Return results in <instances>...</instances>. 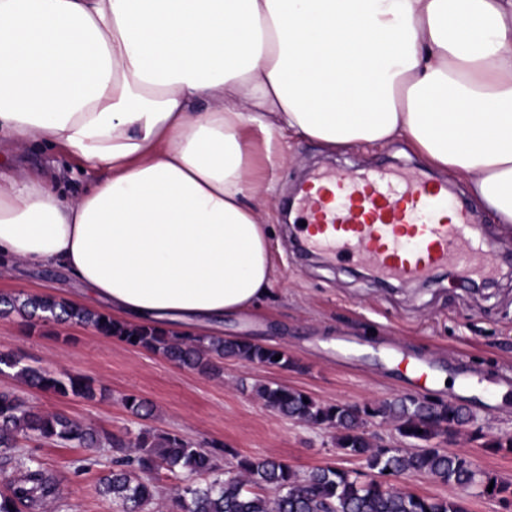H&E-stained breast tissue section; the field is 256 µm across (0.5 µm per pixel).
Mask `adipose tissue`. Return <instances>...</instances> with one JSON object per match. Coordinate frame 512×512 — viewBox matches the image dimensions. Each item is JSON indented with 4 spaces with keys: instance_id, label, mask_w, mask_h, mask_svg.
Masks as SVG:
<instances>
[{
    "instance_id": "1",
    "label": "adipose tissue",
    "mask_w": 512,
    "mask_h": 512,
    "mask_svg": "<svg viewBox=\"0 0 512 512\" xmlns=\"http://www.w3.org/2000/svg\"><path fill=\"white\" fill-rule=\"evenodd\" d=\"M409 143L512 224V0H0V264L129 326L218 336L271 284L248 130ZM24 156L27 162L34 165H46L54 168L58 172V178L61 181L60 190H63L66 194L78 191L87 184L83 176L72 171L76 167L75 163L58 151H50L36 146L26 152ZM53 162H55V165Z\"/></svg>"
}]
</instances>
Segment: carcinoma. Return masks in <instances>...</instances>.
Wrapping results in <instances>:
<instances>
[{"instance_id":"1","label":"carcinoma","mask_w":512,"mask_h":512,"mask_svg":"<svg viewBox=\"0 0 512 512\" xmlns=\"http://www.w3.org/2000/svg\"><path fill=\"white\" fill-rule=\"evenodd\" d=\"M17 314L57 326L80 325L117 339L131 347L155 351L166 359L202 374H217L226 358L244 363L286 369L294 361L283 350L252 340L176 338L150 325L129 327L104 313H92L57 296L31 295L22 300L0 297V315ZM281 359H275V356ZM21 359L0 353V372L19 368L28 387L60 397L93 400L97 389L80 374L60 377L42 367H19ZM264 404L302 422L336 432L342 454L364 463L362 471L317 467L301 477L287 463L271 458L238 457L235 470L211 481L196 476L219 470L215 452L176 433L154 434L142 429L125 439L108 434L105 440L127 453L112 461V471L100 479L98 493L118 503L123 512H149L157 491L150 480L161 470L176 475L180 485L166 497L162 512H466L461 502L419 495L392 483L368 478L370 474L399 477L425 475L436 482L455 484L466 491L480 483V494L512 495V484L492 482L464 455L432 447L428 441L439 434L454 438L469 422V415L453 403L405 397L378 407L324 406L304 392L280 384L256 387ZM381 415L397 423L399 434L410 440L409 448H380L365 431L366 419ZM423 433H417V430ZM64 443L91 448L100 443L99 431L71 419L58 410L44 412L28 405L11 391H0V512H44L59 499L62 479L42 464L27 466L8 476L14 450L21 442Z\"/></svg>"}]
</instances>
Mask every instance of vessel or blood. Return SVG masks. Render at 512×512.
<instances>
[{
    "label": "vessel or blood",
    "instance_id": "b4317fda",
    "mask_svg": "<svg viewBox=\"0 0 512 512\" xmlns=\"http://www.w3.org/2000/svg\"><path fill=\"white\" fill-rule=\"evenodd\" d=\"M314 180L318 189L301 197L309 248L361 258L377 275L401 281L445 267L469 279L494 275L493 254L468 212L457 211L451 224L437 221L446 205L444 187L386 172L357 179L323 172Z\"/></svg>",
    "mask_w": 512,
    "mask_h": 512
}]
</instances>
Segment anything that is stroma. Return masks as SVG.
<instances>
[{
    "label": "stroma",
    "mask_w": 512,
    "mask_h": 512,
    "mask_svg": "<svg viewBox=\"0 0 512 512\" xmlns=\"http://www.w3.org/2000/svg\"><path fill=\"white\" fill-rule=\"evenodd\" d=\"M285 160L267 168L262 142H254L253 158L266 168L264 187L278 207L265 229L271 246V294L262 311L225 318L224 335L246 337L285 350L294 368L281 370L225 359L221 377L212 378L178 366L160 354L104 338L89 327L69 326L57 338L54 325L32 327L18 315L0 318V352L23 364L56 373L80 374L105 389L104 398H62L27 387L20 379L0 375V389H10L43 411L63 410L73 419L118 435L151 429L176 433L201 444L235 449L220 460L223 470L236 465V455L274 457L299 474L316 467L362 469L361 460L341 455L333 431L279 415L253 393L254 386L278 383L301 390L324 405H380L412 396L405 381L409 364L432 365L436 382L426 396L444 402L456 392L470 421L454 439L438 440L466 454L477 469L512 483V231L496 223L469 194L464 180L431 168L407 143L356 145L330 152L297 137L280 140ZM27 162L54 166L64 193L86 186L75 164L57 151L40 147L26 152ZM407 169L448 184L450 206H466L483 224L482 239L495 247L499 272L480 289L465 287L454 270L423 282L383 283L363 277V264H350L323 252L303 254L294 243L297 228L284 221L281 202L320 171L350 176ZM68 283L52 269L23 266L0 272V294L66 295ZM340 336L364 342L362 354L336 349ZM147 400L150 417L126 408L127 397ZM16 455L36 457L63 474L55 512H118L100 496V477L112 466L109 445L88 450L55 445H21ZM413 492L463 501L467 512H512L497 497L475 496L457 486L421 475L397 478Z\"/></svg>",
    "instance_id": "stroma-1"
}]
</instances>
